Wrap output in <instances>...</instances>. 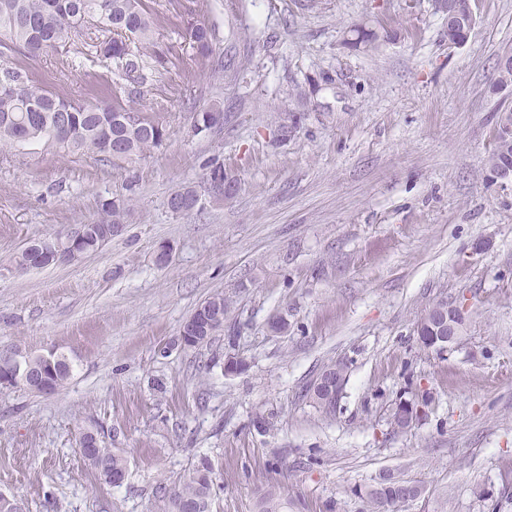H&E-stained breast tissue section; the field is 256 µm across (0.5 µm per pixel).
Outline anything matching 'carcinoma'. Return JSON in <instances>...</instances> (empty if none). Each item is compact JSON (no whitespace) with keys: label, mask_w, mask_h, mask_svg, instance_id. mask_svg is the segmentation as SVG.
Masks as SVG:
<instances>
[{"label":"carcinoma","mask_w":512,"mask_h":512,"mask_svg":"<svg viewBox=\"0 0 512 512\" xmlns=\"http://www.w3.org/2000/svg\"><path fill=\"white\" fill-rule=\"evenodd\" d=\"M448 12L464 6L462 19L475 28L476 16L466 0H443ZM89 25H96L111 36L93 40L91 47L105 59H109L122 72L126 84L123 92L131 98L141 94L146 82L140 65L138 45L147 43L152 36V18L143 0H0V48L6 52L33 55L42 48L52 46L55 35L65 30L80 35ZM353 34L350 45H373L376 33L360 25L350 29ZM189 43L197 53L211 51V30L202 23H194L187 29ZM70 120L69 129L60 137V146L81 154H91L103 163L131 162L162 144L166 136L165 126L141 113L120 105L106 102H79L47 92L20 69L0 64V150L14 144L28 143L42 138L52 139L48 129L57 125L63 116ZM495 146L487 159L488 166L500 164L512 167V147L503 142V130L496 126ZM209 182L224 187L217 200L232 197L238 190L236 176L226 172L223 166L210 170ZM200 197L194 188L186 186L169 199V208L176 214L188 215L199 207ZM127 202L115 198L102 204L100 218L92 224H80L84 238L81 249L92 253L120 235L127 215ZM68 239L62 235H49L35 240L44 261H35V254L24 248L11 259L19 269L43 268L47 259L57 250L66 247ZM234 301L222 293L209 296L200 303L185 320L182 329L192 325L189 347L208 344L217 332L224 329V321L232 313ZM425 312L418 323V339L426 348L435 347V327ZM22 357V369H17L12 355ZM74 370L72 359L65 353L49 350L31 353L16 347L0 352V387L24 388L43 393L48 389L58 392L71 379ZM77 448L83 450L82 458L97 478L114 485L127 475V459L113 450L105 433L98 429H84L76 438ZM400 480L380 482L367 493L372 506L394 507L399 498L396 485ZM215 493V477L212 464L202 457L193 464L188 476L179 481L177 489L168 495L167 512H211ZM292 503L284 498L273 484L264 487L259 499V512H288Z\"/></svg>","instance_id":"carcinoma-1"}]
</instances>
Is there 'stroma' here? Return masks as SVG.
<instances>
[{"instance_id": "stroma-1", "label": "stroma", "mask_w": 512, "mask_h": 512, "mask_svg": "<svg viewBox=\"0 0 512 512\" xmlns=\"http://www.w3.org/2000/svg\"><path fill=\"white\" fill-rule=\"evenodd\" d=\"M145 4L168 63L148 71L136 107L165 125L162 145L115 166L45 140L0 153V350L55 348L75 363L55 394L0 388V493L25 512H165L205 456L212 512H258L271 482L296 512H372L364 495L385 473L422 488L396 512H512V182L486 165L512 109L497 82L512 0H473L460 46L435 0ZM193 22L212 32L209 55L185 38ZM354 25L377 33L374 47L347 44ZM229 52L242 59L234 77ZM9 61L67 99L112 101L120 81L74 35ZM211 110L223 124L195 131ZM220 164L239 183L226 201L208 191ZM185 186L201 201L181 215L168 199ZM115 197L132 212L99 251L11 264ZM218 292L236 334L182 347V323ZM438 303L466 308L445 353L416 334ZM278 314L288 329L275 334ZM230 353L244 372L225 374ZM335 361L347 376L325 412L303 389ZM404 400L420 416L400 429ZM84 428L127 458L121 486L84 463Z\"/></svg>"}]
</instances>
